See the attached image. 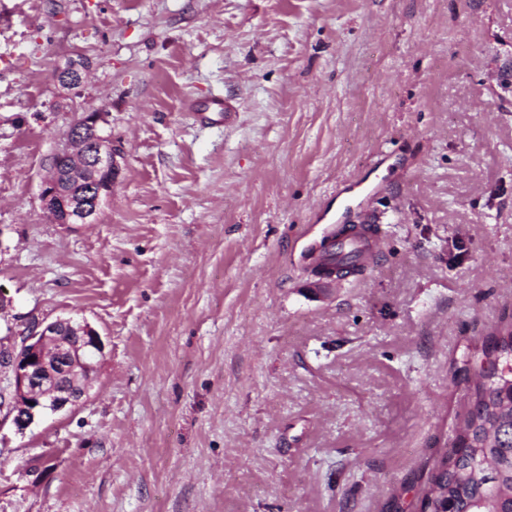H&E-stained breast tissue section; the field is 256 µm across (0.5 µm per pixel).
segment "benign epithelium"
Wrapping results in <instances>:
<instances>
[{
	"label": "benign epithelium",
	"instance_id": "7a95c632",
	"mask_svg": "<svg viewBox=\"0 0 512 512\" xmlns=\"http://www.w3.org/2000/svg\"><path fill=\"white\" fill-rule=\"evenodd\" d=\"M86 70L83 59H74L57 78L77 88ZM102 121L99 112L83 114L67 133L69 147L55 156L41 188L44 209L54 224H92L101 202L112 196L115 152L112 140L101 133ZM64 335L78 338L67 367L76 380L104 351L100 334L87 321L32 318L21 330L6 326V334L0 336V423L9 419L22 432L45 411L61 412L82 401L91 377L80 388L62 389L50 370Z\"/></svg>",
	"mask_w": 512,
	"mask_h": 512
}]
</instances>
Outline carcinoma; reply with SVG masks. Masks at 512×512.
Returning a JSON list of instances; mask_svg holds the SVG:
<instances>
[{
    "instance_id": "obj_1",
    "label": "carcinoma",
    "mask_w": 512,
    "mask_h": 512,
    "mask_svg": "<svg viewBox=\"0 0 512 512\" xmlns=\"http://www.w3.org/2000/svg\"><path fill=\"white\" fill-rule=\"evenodd\" d=\"M482 352L503 354L502 364L512 371V324L496 328L482 342ZM505 377L477 376L469 389L470 409L450 448L434 464L430 483L436 497L428 502L431 512L449 507L453 512H512V422L503 421L493 433V447L480 437L460 446L463 433L481 428L483 422L507 408Z\"/></svg>"
}]
</instances>
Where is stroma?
Listing matches in <instances>:
<instances>
[{
  "label": "stroma",
  "instance_id": "stroma-1",
  "mask_svg": "<svg viewBox=\"0 0 512 512\" xmlns=\"http://www.w3.org/2000/svg\"><path fill=\"white\" fill-rule=\"evenodd\" d=\"M85 112L112 195L54 224ZM0 292L105 345L77 407L0 426V512H415L512 322V0H0ZM374 227L364 230V233H352L343 235L336 233V247L316 257V261L327 267L336 265V271H325L312 273L318 278L316 284L327 280L336 279V272L342 264L359 266L366 261L371 251V235ZM481 351L482 353L501 352L504 355L502 364L511 371L512 378V324L497 327L489 336H486L482 342Z\"/></svg>",
  "mask_w": 512,
  "mask_h": 512
}]
</instances>
